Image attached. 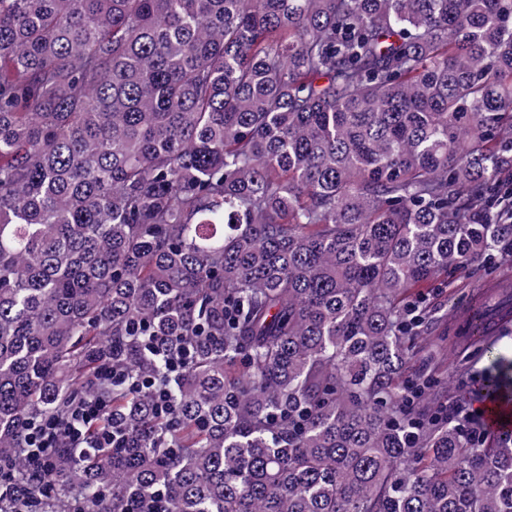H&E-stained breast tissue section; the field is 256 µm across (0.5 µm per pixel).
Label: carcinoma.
<instances>
[{"label": "carcinoma", "mask_w": 512, "mask_h": 512, "mask_svg": "<svg viewBox=\"0 0 512 512\" xmlns=\"http://www.w3.org/2000/svg\"><path fill=\"white\" fill-rule=\"evenodd\" d=\"M511 175L512 0H0V457L84 391L126 432L27 506L512 512V432L412 372L424 299L512 242ZM485 296L448 346L512 399V285ZM134 390L136 392L146 391L150 394L153 407L160 416H170L175 408L170 397V391L164 385H158L155 380L149 377L140 379Z\"/></svg>", "instance_id": "carcinoma-1"}]
</instances>
